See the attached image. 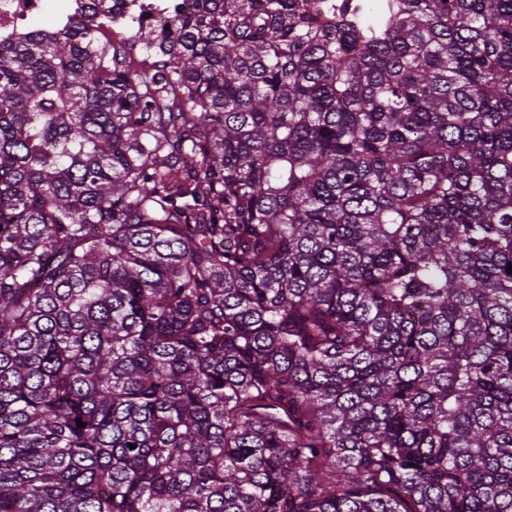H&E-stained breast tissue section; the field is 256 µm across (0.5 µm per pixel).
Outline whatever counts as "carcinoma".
Returning a JSON list of instances; mask_svg holds the SVG:
<instances>
[{"instance_id": "cac0c4a2", "label": "carcinoma", "mask_w": 512, "mask_h": 512, "mask_svg": "<svg viewBox=\"0 0 512 512\" xmlns=\"http://www.w3.org/2000/svg\"><path fill=\"white\" fill-rule=\"evenodd\" d=\"M110 14L0 52V512H512V0ZM171 0H117L112 2V21L102 23L101 30L112 35V46L129 39L130 27L154 29L157 21L170 11Z\"/></svg>"}]
</instances>
